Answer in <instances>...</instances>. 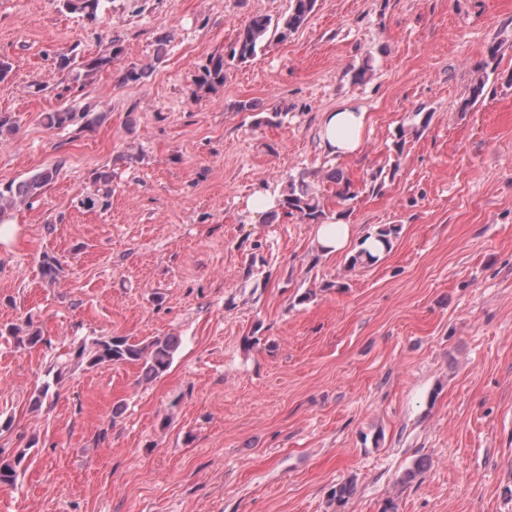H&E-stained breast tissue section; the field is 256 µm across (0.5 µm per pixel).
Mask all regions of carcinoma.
Masks as SVG:
<instances>
[{"label": "carcinoma", "instance_id": "obj_1", "mask_svg": "<svg viewBox=\"0 0 512 512\" xmlns=\"http://www.w3.org/2000/svg\"><path fill=\"white\" fill-rule=\"evenodd\" d=\"M100 0H62L61 8L70 14H79L93 22L97 20ZM317 0H289L288 13L274 20L267 15H255L239 29L228 55L216 54L209 58L208 63L200 70L196 79V89L210 91L224 84V68L230 59L240 64L255 58L264 43L275 38L286 41L304 27L315 11ZM123 53L119 40L113 39L101 52L93 56H83L71 48L57 53L56 65L59 70L72 76L74 82L85 81L98 72L112 67L121 59ZM497 48L490 46L488 60L476 68V76L470 86L469 95L464 100L462 110L477 102L484 96L488 79L487 69L496 63ZM148 73V67L130 63L122 70V81L139 83ZM76 113L61 108L44 114L43 120L48 127H62L72 122ZM58 168L44 169L22 181L0 183V223L5 214L18 206L31 205L44 195L56 178ZM324 178L335 188V196L345 210L340 216L345 217L351 211V204L360 195L355 183L340 169H334ZM97 188L81 199V206L89 211L102 210L110 205L112 198V172L98 170L94 173ZM278 209L282 215L300 219L306 224L324 223L325 213L320 198L315 195L308 181V175L302 174L288 180V187L277 199ZM401 227L397 224L383 225L366 234L360 241L359 248L348 258L349 267L372 265L380 257L392 250ZM62 271L59 260L52 254L45 253L40 260L41 276L49 282L58 279ZM14 339L17 348H33L37 345L51 346V340L43 336L41 330L33 326L30 320L21 325L11 324L5 328ZM179 348V340L175 336L156 338L148 342L135 341L128 336H103L87 340L82 338L73 344L54 361V381L60 383L63 375L72 365L95 368L131 364L140 367L142 378L146 381L155 380L164 375L172 365L174 355ZM39 436L31 434L23 445L7 451L0 448V485L14 486L18 478L29 467L30 450L37 446ZM354 493L353 483L338 485L331 492V499L336 504V512L345 510L349 499Z\"/></svg>", "mask_w": 512, "mask_h": 512}]
</instances>
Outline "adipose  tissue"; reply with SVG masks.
I'll return each instance as SVG.
<instances>
[{
    "instance_id": "ef3b65f1",
    "label": "adipose tissue",
    "mask_w": 512,
    "mask_h": 512,
    "mask_svg": "<svg viewBox=\"0 0 512 512\" xmlns=\"http://www.w3.org/2000/svg\"><path fill=\"white\" fill-rule=\"evenodd\" d=\"M367 128V114L348 104L325 113L320 125V143L325 153L336 157L360 152Z\"/></svg>"
}]
</instances>
